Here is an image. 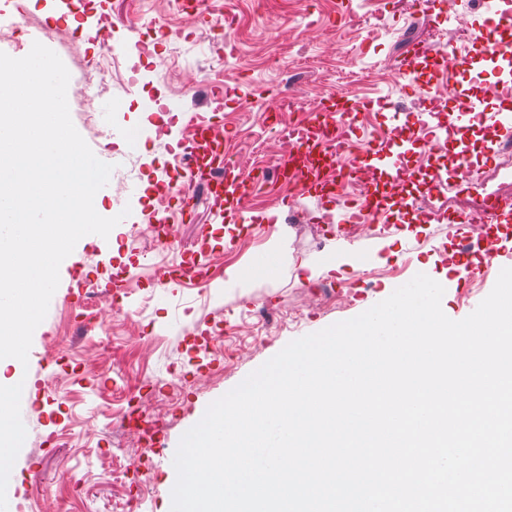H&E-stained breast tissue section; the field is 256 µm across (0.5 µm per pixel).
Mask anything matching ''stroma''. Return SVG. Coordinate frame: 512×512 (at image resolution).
I'll return each mask as SVG.
<instances>
[{"label": "stroma", "mask_w": 512, "mask_h": 512, "mask_svg": "<svg viewBox=\"0 0 512 512\" xmlns=\"http://www.w3.org/2000/svg\"><path fill=\"white\" fill-rule=\"evenodd\" d=\"M71 14L67 0H0L17 19L0 28V51L19 57L28 34L54 17L55 53L70 81L72 122L95 155H111V183H124L129 197L103 198L102 216L129 211L108 237L89 234L59 268L71 285L68 296L52 297L36 328L27 367L11 365L5 377L31 385L27 436L9 479L8 512H169L173 472L168 457L182 435L200 421L210 403L238 386L290 341L358 316L388 298L416 274L442 283L444 313L460 320L493 289L500 271L512 267V239L503 240L498 260L481 282L467 270L448 274L455 249L451 224L408 220L385 234L366 227L342 235L326 213L352 210L359 192L337 198L324 209L304 195L266 177L282 143L278 129L312 119L320 102L343 96L356 101L391 100L406 115L410 136L422 140L430 111L451 125L468 100L481 98L487 113L512 108V86L486 96L499 73L475 65L457 74L454 87L417 70L408 91L395 76L413 46L443 44L457 30L477 31L482 0H453L454 26H437L413 6L388 0H79ZM124 44L118 56L104 42ZM225 92L215 102L212 89ZM288 91L292 112L269 109L271 94ZM224 109V152L228 177H257L247 201L253 214L271 216L249 229V240L234 249L201 252L204 230L231 237L237 215L194 190L193 208L177 218L174 241L183 257H199L208 273L195 288H155L154 272L166 251L141 232L145 188L153 172L171 160L181 168L195 161L196 125L215 105ZM467 141L466 160L476 173L471 189L445 187L440 173L460 161L448 149L428 148L404 161L411 196L427 209L451 201L476 207L481 196L512 186V139L495 141L492 123L457 128ZM381 280L361 278L351 260L357 253ZM128 268L119 290L115 273ZM263 309L290 314L266 331L253 326ZM148 401L147 414L164 438H142L117 427L114 416L132 396Z\"/></svg>", "instance_id": "obj_1"}]
</instances>
